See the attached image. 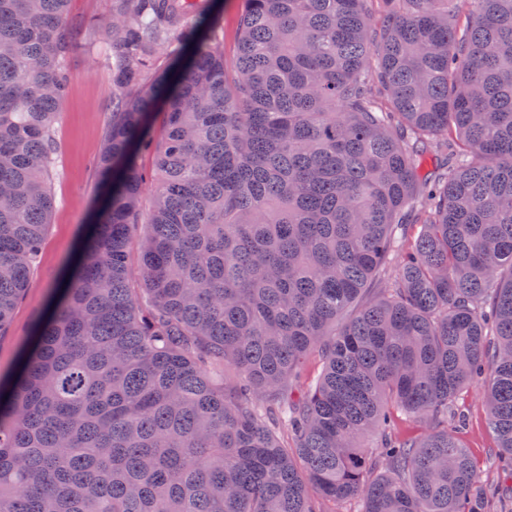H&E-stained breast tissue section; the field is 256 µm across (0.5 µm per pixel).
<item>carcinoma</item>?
I'll return each mask as SVG.
<instances>
[{"label":"carcinoma","mask_w":512,"mask_h":512,"mask_svg":"<svg viewBox=\"0 0 512 512\" xmlns=\"http://www.w3.org/2000/svg\"><path fill=\"white\" fill-rule=\"evenodd\" d=\"M111 2L103 199L0 379V512L512 503V0H382L378 25L374 0H244L231 66L210 3ZM68 4L0 0V334L55 205ZM478 378L492 487L448 427ZM140 166L147 172V181L145 184L144 192L142 195V203H141V218L142 220L146 219L150 212L151 208V200L153 193L155 191V181L152 180L151 171L154 167V160L151 155H142L138 160Z\"/></svg>","instance_id":"carcinoma-1"}]
</instances>
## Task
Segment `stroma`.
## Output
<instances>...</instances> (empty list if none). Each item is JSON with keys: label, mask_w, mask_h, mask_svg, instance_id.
<instances>
[{"label": "stroma", "mask_w": 512, "mask_h": 512, "mask_svg": "<svg viewBox=\"0 0 512 512\" xmlns=\"http://www.w3.org/2000/svg\"><path fill=\"white\" fill-rule=\"evenodd\" d=\"M110 15V0H70L68 21L86 25L82 45L69 59L71 88L54 126L58 145L52 189L55 206L29 286L18 302L7 335L0 337V375L12 372L34 338L41 315L48 309L77 256L91 215L101 198L94 160L104 142L112 112V53L101 29ZM484 388H464L453 411L463 419L457 435L470 449L482 477L493 475L491 459L497 439L486 424Z\"/></svg>", "instance_id": "35a3bbf8"}]
</instances>
